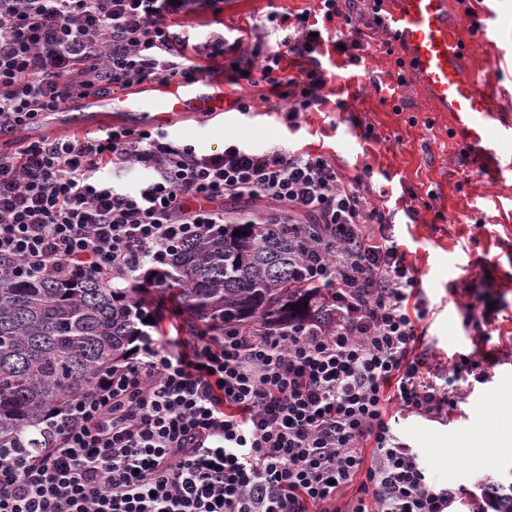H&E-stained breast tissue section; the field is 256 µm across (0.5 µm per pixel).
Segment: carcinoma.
<instances>
[{
    "instance_id": "carcinoma-1",
    "label": "carcinoma",
    "mask_w": 512,
    "mask_h": 512,
    "mask_svg": "<svg viewBox=\"0 0 512 512\" xmlns=\"http://www.w3.org/2000/svg\"><path fill=\"white\" fill-rule=\"evenodd\" d=\"M310 232L239 214L186 240L162 274L145 268L123 287L93 274L20 277L0 264V445L38 441L49 415L131 360L167 303L188 314V332L209 336L224 335L226 325L333 323L332 294L299 280L300 240Z\"/></svg>"
}]
</instances>
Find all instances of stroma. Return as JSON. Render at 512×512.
Masks as SVG:
<instances>
[{"label":"stroma","instance_id":"1","mask_svg":"<svg viewBox=\"0 0 512 512\" xmlns=\"http://www.w3.org/2000/svg\"><path fill=\"white\" fill-rule=\"evenodd\" d=\"M372 5V0L358 4L370 42L361 61L333 52L337 27L328 25L324 103L301 116L298 131L287 128L279 101L266 85L244 81L225 84L223 121L200 112H175L161 118L159 126L172 139L202 151L223 148L225 139L235 138L266 149L290 145L329 154L348 176L371 170V196L389 211V233L429 309L422 327L432 364L449 366L452 355L474 349L488 357V382L471 381L448 419L409 416L401 419L397 434L418 452L429 474L461 484L467 498H477L485 477L512 484V447L497 449L493 462L483 465L464 445L469 435L508 421L492 400L512 389V178L494 180L479 167L478 157L489 151L512 156V139L469 142L454 114L437 111L415 75L397 85L404 49L389 43L375 25ZM490 5V0H450L469 50L466 67L494 72L505 103L512 106V0H500L492 33L484 36L472 29L473 20ZM316 7L317 0H224L221 14L196 7L182 23L198 39L223 34L228 57L253 70L284 36L268 15ZM240 98L254 103L253 112H237L234 102ZM367 128L372 131L368 140L362 137ZM430 195L435 201L429 209L424 202ZM472 288L484 294L491 309L486 341L465 326Z\"/></svg>","mask_w":512,"mask_h":512}]
</instances>
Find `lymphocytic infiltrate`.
I'll return each instance as SVG.
<instances>
[{
	"label": "lymphocytic infiltrate",
	"mask_w": 512,
	"mask_h": 512,
	"mask_svg": "<svg viewBox=\"0 0 512 512\" xmlns=\"http://www.w3.org/2000/svg\"><path fill=\"white\" fill-rule=\"evenodd\" d=\"M223 0H0V260L20 273L125 279L166 266L180 242L226 221L224 202L255 205L257 224H308L305 280L330 289L336 324L253 335L239 328L143 356L46 420L45 444L0 448V512H449L462 488L430 479L394 432L400 417H447L475 354L429 365L418 347L428 314L370 199V171L333 158L239 140L202 152L166 131L115 126L97 137L28 140L73 96L149 81L203 78L224 53L216 33L192 42L175 22ZM355 0H319L362 49ZM309 18L266 55L259 82L284 120L321 102L324 74ZM306 68L286 75L285 57ZM148 183H119L131 168Z\"/></svg>",
	"instance_id": "lymphocytic-infiltrate-1"
}]
</instances>
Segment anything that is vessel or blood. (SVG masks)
<instances>
[{"mask_svg":"<svg viewBox=\"0 0 512 512\" xmlns=\"http://www.w3.org/2000/svg\"><path fill=\"white\" fill-rule=\"evenodd\" d=\"M387 4L388 30L405 46L409 65L437 110L454 113L469 140H481L490 126L512 139V116L502 112L497 93L488 80L468 73L463 66L468 49L457 34L458 19L448 0H387ZM145 97L160 101L167 112H202L213 119L224 116V82L214 76L193 83L149 82L137 91L107 98L90 94L62 106L57 121L81 130L82 112L90 108L136 117Z\"/></svg>","mask_w":512,"mask_h":512,"instance_id":"vessel-or-blood-1","label":"vessel or blood"}]
</instances>
